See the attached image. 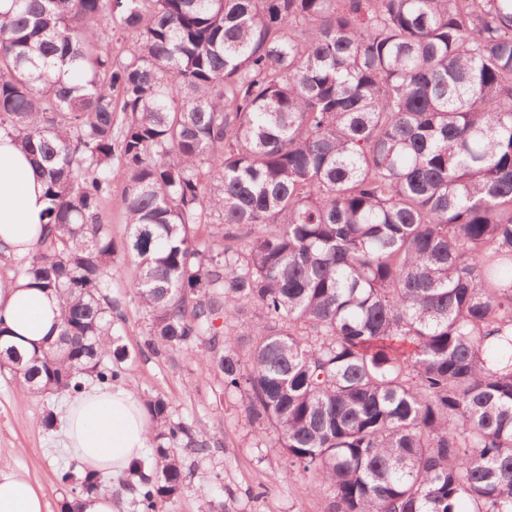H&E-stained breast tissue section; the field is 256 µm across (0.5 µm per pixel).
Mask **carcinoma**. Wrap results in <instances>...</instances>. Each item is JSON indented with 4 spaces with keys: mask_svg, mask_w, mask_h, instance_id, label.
Segmentation results:
<instances>
[{
    "mask_svg": "<svg viewBox=\"0 0 512 512\" xmlns=\"http://www.w3.org/2000/svg\"><path fill=\"white\" fill-rule=\"evenodd\" d=\"M0 129L50 202L4 283L67 337L0 346L19 389L122 382L120 251L147 349L216 367L322 512H512V0H12ZM145 405L116 495L164 512L212 441ZM61 481V512L103 487ZM123 179V170H119L117 166H114L112 170V207L108 208V216L112 224V235L118 242H120L126 234L125 217L120 206V192Z\"/></svg>",
    "mask_w": 512,
    "mask_h": 512,
    "instance_id": "1",
    "label": "carcinoma"
}]
</instances>
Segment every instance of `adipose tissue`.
<instances>
[{
    "label": "adipose tissue",
    "mask_w": 512,
    "mask_h": 512,
    "mask_svg": "<svg viewBox=\"0 0 512 512\" xmlns=\"http://www.w3.org/2000/svg\"><path fill=\"white\" fill-rule=\"evenodd\" d=\"M47 207L42 176L14 139L0 133V252L23 256L42 233ZM61 309L51 291L23 279L0 288V322L9 340L33 349L59 333ZM62 429L80 470L119 476L149 448L152 427L141 396L131 387L91 385L70 400ZM43 494L14 471L0 469V512H44Z\"/></svg>",
    "instance_id": "1"
}]
</instances>
